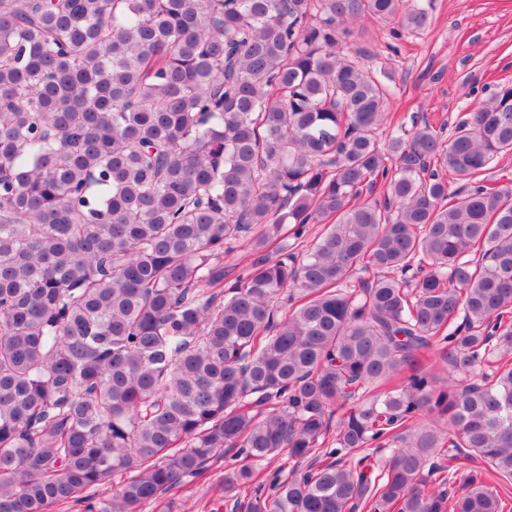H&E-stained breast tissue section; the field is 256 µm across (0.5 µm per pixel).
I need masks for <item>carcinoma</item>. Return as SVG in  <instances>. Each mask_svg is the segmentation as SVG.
<instances>
[{
  "label": "carcinoma",
  "instance_id": "obj_1",
  "mask_svg": "<svg viewBox=\"0 0 512 512\" xmlns=\"http://www.w3.org/2000/svg\"><path fill=\"white\" fill-rule=\"evenodd\" d=\"M365 17L429 2L0 0V512H512V86L383 145ZM233 453L230 451L212 462L204 475L193 483L171 489L161 501L145 503L137 512H247L244 507L235 510L227 503L224 506V497L222 499L225 467L228 463H246L243 458L231 457Z\"/></svg>",
  "mask_w": 512,
  "mask_h": 512
}]
</instances>
